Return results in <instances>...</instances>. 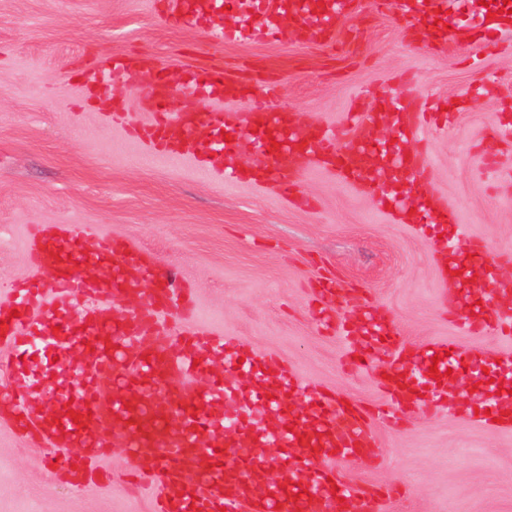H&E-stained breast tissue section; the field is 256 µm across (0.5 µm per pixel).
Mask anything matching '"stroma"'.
Wrapping results in <instances>:
<instances>
[{"instance_id":"1","label":"stroma","mask_w":512,"mask_h":512,"mask_svg":"<svg viewBox=\"0 0 512 512\" xmlns=\"http://www.w3.org/2000/svg\"><path fill=\"white\" fill-rule=\"evenodd\" d=\"M163 0H0V291L29 274L24 239L34 224L91 226L175 266L194 290L192 326L224 332L249 351L362 409L382 402L375 371L351 366L363 339L323 328L313 290L326 278L348 294L332 308L351 320L375 308L398 348L455 341L478 367L506 342L459 336L443 301L446 274L431 231L399 221L377 191L315 171L298 201L245 178L207 175L200 160L152 154L84 96L81 74L116 51L149 53L174 71L221 66L251 76L282 62L274 99L297 123L338 129L350 149V113L382 111L387 90L412 82L414 105L446 101V128L426 132L425 197L447 196L467 236L489 258L512 255V141L486 127L512 123V42L472 69L458 47L417 49L405 20L353 0L334 41L241 39L224 44L166 24ZM373 446L340 463L380 496L382 512H512V427L477 424L458 408L406 410L369 422ZM55 458L0 422V512H151L152 492L121 483L89 492L53 479Z\"/></svg>"}]
</instances>
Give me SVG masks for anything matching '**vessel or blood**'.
Returning <instances> with one entry per match:
<instances>
[{
  "label": "vessel or blood",
  "mask_w": 512,
  "mask_h": 512,
  "mask_svg": "<svg viewBox=\"0 0 512 512\" xmlns=\"http://www.w3.org/2000/svg\"><path fill=\"white\" fill-rule=\"evenodd\" d=\"M309 0H277L260 11L261 0H241L232 27H225L224 0H164L162 19L192 25L215 40L275 36L282 17H289L300 41L328 40L345 15L349 0H321L311 11ZM378 13L399 14L411 25H433L444 0H371ZM485 48L512 33L503 14L482 19L468 28ZM456 29L442 30V38L459 41ZM149 54L115 52L89 67L82 76L84 90L102 102L116 124L135 126L140 138L157 153L175 157L190 154L202 159L203 171L237 177L235 155L240 140L248 139L267 159L278 154L299 155L311 169L343 171L347 181L369 187L368 164H344L336 151V131L325 125L300 130L283 113L269 107L275 86L270 74L257 76L256 93L246 94L239 78L223 68L191 72L183 80L188 98L214 104V111L162 109L168 84L157 80L148 97L155 118L141 124L134 113L117 104L112 79L144 71H158ZM245 100L242 111L224 113L227 102ZM412 95L385 98L404 138L423 142L436 112H420ZM287 126L281 145L271 144L269 130ZM260 162L262 183L274 186L287 199L298 196L303 170L290 171ZM389 170L406 172L421 181L429 170L422 154L396 151ZM426 224H458L456 209L441 196L418 212ZM87 227L74 224H36L24 248L31 274L0 295V369L17 380L11 395L0 398V418L16 423L38 447L59 456V476L88 490L102 473L110 449L123 448L149 463L141 481L157 488L154 512H305L318 502L329 512H379L381 501L348 481L337 463L370 447L366 419L318 386L303 384L284 366L244 352L235 340L197 328L171 326L170 315L190 319L195 308L188 288L167 265L135 245L101 238L96 249L83 247ZM436 254L448 255L450 271L469 272L473 259H484L486 247L456 234L435 242ZM484 307L456 321L460 336L480 335L493 328H512V282L500 279L489 265L481 290ZM126 307L114 322L109 310ZM37 338L49 359L50 371L27 372L15 357L30 338ZM223 360L225 376L208 390L195 386L198 374ZM469 354L449 343L421 346L414 357L399 353L402 371L384 381L386 398L378 415L394 418L398 409L432 411L446 405L447 385L431 378V369H466L474 391L460 397L462 413L487 425L492 419L512 421V396L481 388L483 374L468 363ZM58 390L67 409L47 411L43 393ZM294 450L281 462L282 484L267 485L270 462L251 455V448Z\"/></svg>",
  "instance_id": "b4317fda"
}]
</instances>
